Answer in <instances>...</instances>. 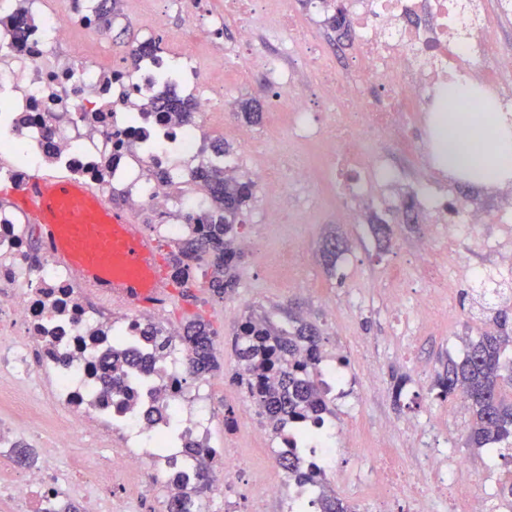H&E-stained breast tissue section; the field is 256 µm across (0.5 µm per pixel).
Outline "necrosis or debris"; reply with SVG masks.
Segmentation results:
<instances>
[{
  "label": "necrosis or debris",
  "instance_id": "1",
  "mask_svg": "<svg viewBox=\"0 0 512 512\" xmlns=\"http://www.w3.org/2000/svg\"><path fill=\"white\" fill-rule=\"evenodd\" d=\"M43 0H0V182L26 187L34 176L81 184L98 202H121L148 213L153 237L177 242L205 233L209 192L195 179L204 165L238 173L234 155L205 150L210 131L236 138L241 151L261 152L262 142L224 118L218 71L249 80L267 72L283 104L280 123L289 138L317 147L327 171L306 164L283 171L267 158L250 173L272 192L284 176L298 183L344 177L349 219L356 204L395 177L367 144L384 134L397 145L412 140L401 102L411 95L431 102L454 66L457 31L470 27L483 45L495 30L470 22L458 0H344L342 48L352 50L348 74L337 73L312 46L313 32L288 0H224L238 21L236 49L224 50L223 15L206 0H146L147 11L125 17L152 27L170 12L181 15L178 50L158 48L127 63H104L87 52L98 27L93 5L70 0L44 11ZM278 38L276 53L257 51L258 26ZM309 69L335 109L316 120L298 83ZM196 106L191 122L156 111L164 94ZM23 211L0 205V501L14 512H113L116 499L132 498L165 483L186 512H198L193 491L208 480L222 497L246 472V458L225 452L212 435L210 380L193 374V351L168 310L136 308L101 297L47 248L32 250ZM483 211L457 214L449 244L476 240L496 259V283L512 281V202L499 210L497 235L482 234ZM271 473L253 485L257 501L280 499L286 512L315 505L318 483H299L279 472L294 450L316 462L349 499L378 502L381 512L401 501L410 512H489L500 487L491 473L473 472L446 449L420 444L425 464L410 470L375 456L360 472L336 468L337 453L353 446L345 427L308 421L275 436L256 432Z\"/></svg>",
  "mask_w": 512,
  "mask_h": 512
}]
</instances>
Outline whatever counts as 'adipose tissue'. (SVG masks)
Wrapping results in <instances>:
<instances>
[{"instance_id": "1", "label": "adipose tissue", "mask_w": 512, "mask_h": 512, "mask_svg": "<svg viewBox=\"0 0 512 512\" xmlns=\"http://www.w3.org/2000/svg\"><path fill=\"white\" fill-rule=\"evenodd\" d=\"M441 100L447 105L448 129L435 146L439 167L479 190L512 183V113L464 74L449 79Z\"/></svg>"}]
</instances>
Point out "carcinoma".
<instances>
[{
  "mask_svg": "<svg viewBox=\"0 0 512 512\" xmlns=\"http://www.w3.org/2000/svg\"><path fill=\"white\" fill-rule=\"evenodd\" d=\"M119 0H99L98 19L103 28L111 26L110 15ZM161 112H177L190 118L193 107L181 100L162 98ZM199 176L210 188V195L223 214L219 223L205 237H189L181 242L171 258L175 282L181 285L184 298L192 297L193 272L200 269L207 279L212 296L222 299L238 287L236 267L239 253L232 242L242 237L243 225L237 217L253 197L254 185L249 181L229 182L224 172L202 170ZM342 252L340 241L333 237L323 243V256L330 268ZM499 330L485 331L477 339H467L466 352L460 361L448 360V369L435 383L442 398L461 396L468 402L470 421L467 425V447L479 450L501 444L503 455L512 457V400L503 396L505 385L512 386V362L504 363L512 350V336L502 332L508 322L507 310L495 312ZM184 341L195 356L192 371L198 376L215 368L214 331L200 315L185 325ZM235 346L240 362L247 366V377L239 383L248 386L255 403L273 432L281 431L289 421L312 415L336 416L320 386L311 377L310 368L321 355V337L317 329L304 321L293 320L289 329L279 328L266 319L247 316L237 326ZM288 473L303 481L321 475L311 463H303L293 452L282 455ZM320 512H350V507L334 495L324 494Z\"/></svg>",
  "mask_w": 512,
  "mask_h": 512,
  "instance_id": "cac0c4a2",
  "label": "carcinoma"
}]
</instances>
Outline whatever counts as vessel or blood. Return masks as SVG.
<instances>
[{"label": "vessel or blood", "instance_id": "obj_1", "mask_svg": "<svg viewBox=\"0 0 512 512\" xmlns=\"http://www.w3.org/2000/svg\"><path fill=\"white\" fill-rule=\"evenodd\" d=\"M90 195L85 187L37 176L18 192L17 202L37 224L42 241L83 283L141 308L166 304L155 241L120 209L89 223L80 202Z\"/></svg>", "mask_w": 512, "mask_h": 512}]
</instances>
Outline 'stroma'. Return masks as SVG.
Listing matches in <instances>:
<instances>
[{
    "mask_svg": "<svg viewBox=\"0 0 512 512\" xmlns=\"http://www.w3.org/2000/svg\"><path fill=\"white\" fill-rule=\"evenodd\" d=\"M486 24L497 29L501 46L490 51L479 43H472L470 55L482 58L480 80L490 89L502 83H512V15L497 10V0H482ZM138 7L137 0H120L109 32L97 42V49L104 55L120 54L128 43L153 35L165 43L178 36L183 23L179 14L168 13L153 32L140 28H124L122 16ZM255 100L263 114L278 110L275 91L263 71H256L250 81H224V109L236 113L241 101ZM422 109L418 100L410 99L405 110L414 117L413 139L419 151L397 149L390 142H382L381 150L398 175L397 187H377L364 205L359 223H345L339 213L337 188L327 183L301 185L294 182L284 185L276 195L266 196L255 190L249 205L239 215V223L247 227V235L255 241V249L243 252L238 266L239 286L232 298L220 300L212 297L204 278H197L195 301L175 297L171 316L177 323H184L186 316L200 313L208 320L215 333L213 349L217 367L210 379L211 406L216 418L213 422L215 439L225 447L251 455L253 467L244 474L231 494L232 512H252L253 474L265 473L266 465L256 444L248 435L228 437L224 434L226 411L242 416L238 396L240 386L236 379L238 370L234 350V331L241 318L254 314L284 326L289 316L303 318L315 325L321 333L324 355L344 359L343 372L346 385L343 396L334 400L336 422L352 427L355 431V452L340 455L338 464L347 470L363 469L367 463L366 450H378L381 434H388V445L402 458L407 467L420 464L413 453L421 435L410 423L416 417L431 411L437 413L439 435L448 439L447 448L454 454L467 458L472 471L481 472L496 468L501 479L512 478V461L493 458L489 451L472 453L465 446V426L470 418L468 405L460 399L441 400L434 388L449 360L461 359L465 341L481 332L493 329L491 317L479 315L471 303L477 285L465 277L450 280L447 287L424 277L415 257L417 244L431 231L432 218L428 212L418 214V221H403L402 208L406 200L401 190L405 183H424L443 189L447 204H472L485 212L488 223L483 230L497 232V210L500 190L481 192L463 182L438 173L426 150L428 136L418 115ZM255 135L262 139L263 150L257 154H242L232 139H225L228 153L238 155L244 170L250 171L264 162L265 155L287 156L295 154L301 161L316 168H324L320 154L296 145L287 132H269L266 122L254 124ZM312 196L319 197V207L310 215L308 223H299V212L304 202ZM277 208L287 217L286 223L268 224L264 212ZM386 221L390 228L387 249H380L373 233L374 224ZM338 237L344 252L335 267H328L322 257L326 238ZM301 242L302 251L290 276H280L270 269L268 255L278 253L285 243ZM403 272L405 295L439 293L451 302L452 316L439 320L424 329L421 335L408 336L403 330V313L393 304V289L387 278L390 268ZM404 382L402 396H395L394 386Z\"/></svg>",
    "mask_w": 512,
    "mask_h": 512,
    "instance_id": "35a3bbf8",
    "label": "stroma"
}]
</instances>
